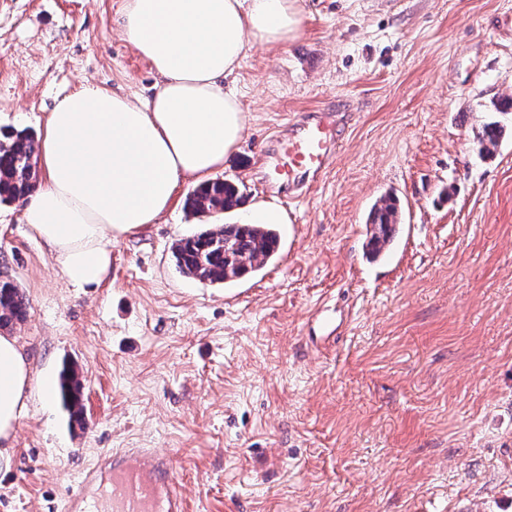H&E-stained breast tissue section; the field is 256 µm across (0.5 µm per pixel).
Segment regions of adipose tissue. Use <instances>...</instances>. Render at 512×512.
<instances>
[{
	"label": "adipose tissue",
	"mask_w": 512,
	"mask_h": 512,
	"mask_svg": "<svg viewBox=\"0 0 512 512\" xmlns=\"http://www.w3.org/2000/svg\"><path fill=\"white\" fill-rule=\"evenodd\" d=\"M123 39L161 84L147 103L85 84L48 113L39 150L46 185L23 211L31 232L74 285L110 273V240L156 223L184 180L223 168L244 110L224 88L255 44L298 37L299 0H122ZM30 368L15 336L0 333V467L27 407Z\"/></svg>",
	"instance_id": "ef3b65f1"
}]
</instances>
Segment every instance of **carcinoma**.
I'll return each instance as SVG.
<instances>
[{
  "mask_svg": "<svg viewBox=\"0 0 512 512\" xmlns=\"http://www.w3.org/2000/svg\"><path fill=\"white\" fill-rule=\"evenodd\" d=\"M504 132L499 122L486 124L479 138V151L492 153ZM33 138L17 134L0 147V200L23 199L37 184ZM237 204V189L220 179L209 181L191 193L187 208L195 215L220 207L227 211ZM370 237L365 255L377 259L393 241L399 224L398 200L389 194L374 206L369 217ZM279 236L265 224H224L205 228L179 239L173 254L179 270L190 277L210 283L228 284L243 275L262 269L278 252ZM29 302L11 281H0V327L26 320ZM81 385L73 369L60 374V392L70 422L83 424Z\"/></svg>",
  "mask_w": 512,
  "mask_h": 512,
  "instance_id": "1",
  "label": "carcinoma"
}]
</instances>
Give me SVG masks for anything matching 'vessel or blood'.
Here are the masks:
<instances>
[{
  "instance_id": "1",
  "label": "vessel or blood",
  "mask_w": 512,
  "mask_h": 512,
  "mask_svg": "<svg viewBox=\"0 0 512 512\" xmlns=\"http://www.w3.org/2000/svg\"><path fill=\"white\" fill-rule=\"evenodd\" d=\"M340 135L325 116L310 111L290 123L270 188L295 193L329 168ZM68 512H188L184 491L170 459L153 448H118L85 472L67 502Z\"/></svg>"
}]
</instances>
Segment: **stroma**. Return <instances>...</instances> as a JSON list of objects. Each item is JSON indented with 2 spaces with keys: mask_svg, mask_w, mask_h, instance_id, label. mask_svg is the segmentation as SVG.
Wrapping results in <instances>:
<instances>
[{
  "mask_svg": "<svg viewBox=\"0 0 512 512\" xmlns=\"http://www.w3.org/2000/svg\"><path fill=\"white\" fill-rule=\"evenodd\" d=\"M121 0H0V136L40 138L83 82L149 100L158 76L124 41ZM302 30L255 46L234 76L246 125L217 178L285 215L276 259L233 285L183 275L172 247L204 219L193 181L157 223L113 239L79 287L0 202V278L29 301L10 326L34 395L0 470V512H64L115 448L168 454L189 512H512V0H301ZM309 109L342 147L288 198L261 170ZM506 136L493 157L477 134ZM403 206L390 256L366 220ZM338 329L323 347L313 321ZM84 387L85 424L59 397ZM81 385L72 368L65 366L60 374V392L71 423L83 425L84 408L81 399Z\"/></svg>",
  "mask_w": 512,
  "mask_h": 512,
  "instance_id": "stroma-1",
  "label": "stroma"
}]
</instances>
